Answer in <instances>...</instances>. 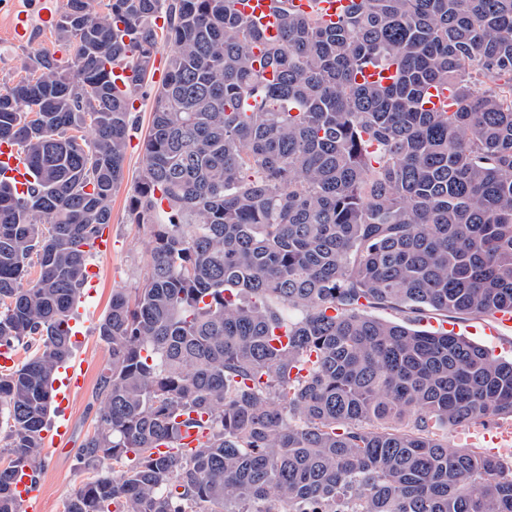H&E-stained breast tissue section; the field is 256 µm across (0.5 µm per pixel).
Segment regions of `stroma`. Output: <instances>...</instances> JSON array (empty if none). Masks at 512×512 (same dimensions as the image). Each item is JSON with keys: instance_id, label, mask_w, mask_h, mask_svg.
Instances as JSON below:
<instances>
[{"instance_id": "1", "label": "stroma", "mask_w": 512, "mask_h": 512, "mask_svg": "<svg viewBox=\"0 0 512 512\" xmlns=\"http://www.w3.org/2000/svg\"><path fill=\"white\" fill-rule=\"evenodd\" d=\"M172 46L160 41L156 51V64L145 87L136 96L131 114L132 127L126 152L124 180L112 196V221L107 229L112 234L111 254H93L88 262L96 280L95 295L87 308L90 315L84 325L83 337L75 344V355L88 363L87 381L74 397L69 418V436L62 452L45 450L43 453L38 494L42 499V512H59V504L68 499L87 481L89 474L81 469L77 450L92 435L101 404L94 396L100 371L110 360V351L97 333L99 319L108 308L113 290L134 291L141 287L147 275L152 255V240L145 225L131 223L128 202L143 169V138L151 121L153 93L164 76V63ZM512 425L511 417H502L485 424H467L449 428L448 442L456 448H488L499 430Z\"/></svg>"}]
</instances>
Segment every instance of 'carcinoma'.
<instances>
[{"label": "carcinoma", "mask_w": 512, "mask_h": 512, "mask_svg": "<svg viewBox=\"0 0 512 512\" xmlns=\"http://www.w3.org/2000/svg\"><path fill=\"white\" fill-rule=\"evenodd\" d=\"M273 6L270 41L235 0H67L53 34L72 59L33 48L0 89V141L35 177L25 196L0 178V349L37 341L0 369V512H22L16 471L39 484L161 38L128 204L152 263L97 325L92 477L66 512H512V464L448 445L450 426L512 417V360L416 328L512 312V0H353L333 25ZM368 65L393 81H359Z\"/></svg>", "instance_id": "cac0c4a2"}]
</instances>
